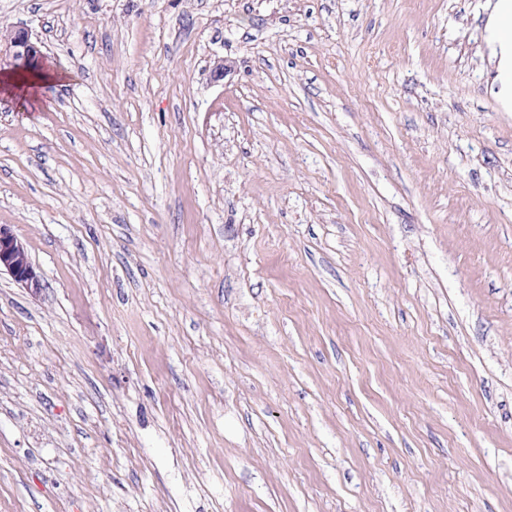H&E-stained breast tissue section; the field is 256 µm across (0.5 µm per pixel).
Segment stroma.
I'll return each mask as SVG.
<instances>
[{
    "instance_id": "35a3bbf8",
    "label": "stroma",
    "mask_w": 512,
    "mask_h": 512,
    "mask_svg": "<svg viewBox=\"0 0 512 512\" xmlns=\"http://www.w3.org/2000/svg\"><path fill=\"white\" fill-rule=\"evenodd\" d=\"M495 2L0 0V512H512ZM42 42L33 39L26 28H15L0 35V57L5 55L19 66L25 67L43 59ZM55 74H48L40 70L31 72L25 76H19L12 72H2V80H0V88L6 93L12 94L15 90H19L22 86H25V93L30 87H38L48 81H55ZM2 271L33 294L41 292L45 286L30 262L25 246L5 225H0V273Z\"/></svg>"
}]
</instances>
